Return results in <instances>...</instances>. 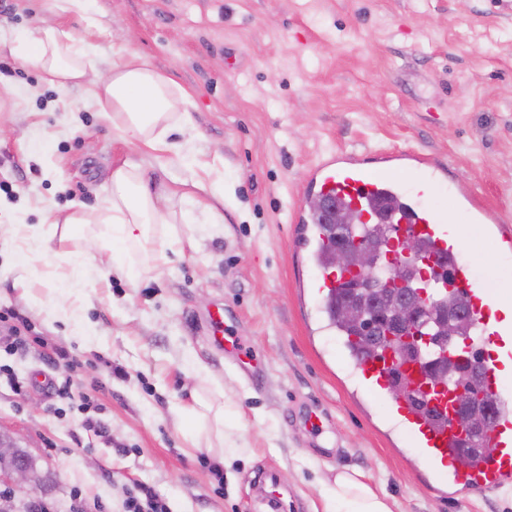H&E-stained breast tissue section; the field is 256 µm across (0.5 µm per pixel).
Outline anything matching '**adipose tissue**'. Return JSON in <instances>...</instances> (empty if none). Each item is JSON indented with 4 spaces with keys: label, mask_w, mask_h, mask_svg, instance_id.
I'll return each instance as SVG.
<instances>
[{
    "label": "adipose tissue",
    "mask_w": 512,
    "mask_h": 512,
    "mask_svg": "<svg viewBox=\"0 0 512 512\" xmlns=\"http://www.w3.org/2000/svg\"><path fill=\"white\" fill-rule=\"evenodd\" d=\"M34 62L48 81L61 92H68L86 75L90 44L77 41L55 18L20 38H0V48ZM102 114L124 137L142 146L164 151L171 132L184 130L191 123L188 92L171 77L148 64L127 62L113 66L99 78L92 91ZM171 213L160 205L136 167L123 164L110 176L108 207L99 211L74 208L63 219L64 226L102 225V238L110 252L108 266L113 272L137 275L141 265L162 259L155 248L151 227L172 223ZM323 512H392L383 496L361 479L359 471L345 469L336 473L324 497Z\"/></svg>",
    "instance_id": "obj_1"
}]
</instances>
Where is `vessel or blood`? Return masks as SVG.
Returning <instances> with one entry per match:
<instances>
[{
	"label": "vessel or blood",
	"mask_w": 512,
	"mask_h": 512,
	"mask_svg": "<svg viewBox=\"0 0 512 512\" xmlns=\"http://www.w3.org/2000/svg\"><path fill=\"white\" fill-rule=\"evenodd\" d=\"M375 160L378 167L373 170L357 153L333 154L312 170L308 187L323 197L349 204L364 224L377 223L379 204H391L395 221L410 225L419 234L428 255L447 262L450 279L433 282L432 288L456 292L464 300L472 334L464 338L461 351L471 352L478 340L491 346L481 360L483 372L477 382L478 388L490 396L491 423L486 432L489 453L464 456L463 435L451 419L447 394L431 398V411L426 414L407 397L394 393L389 374L392 355L366 357L348 346L343 354L352 363L360 391L387 407L391 419L407 433L420 456L436 467L449 489L477 493L498 490L512 484V396L500 390L501 383L512 378V319L505 318L501 311L503 296L476 283L470 264L463 259L461 226L448 223L427 204L435 186L447 183V166L415 152L380 153ZM448 191L470 223L492 225L501 236L503 252L512 251V226L504 223L498 211L466 188L449 185ZM343 277V271L324 264L311 286L327 300ZM207 323L215 344L229 353L241 352L237 337L224 325L223 305L209 312ZM261 486L278 512H287V495L274 471L263 474Z\"/></svg>",
	"instance_id": "b4317fda"
}]
</instances>
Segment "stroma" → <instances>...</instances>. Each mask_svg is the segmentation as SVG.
Masks as SVG:
<instances>
[{
  "instance_id": "stroma-1",
  "label": "stroma",
  "mask_w": 512,
  "mask_h": 512,
  "mask_svg": "<svg viewBox=\"0 0 512 512\" xmlns=\"http://www.w3.org/2000/svg\"><path fill=\"white\" fill-rule=\"evenodd\" d=\"M55 14L95 48L86 83L60 95L36 64L0 52L13 89L0 103V226L58 247L25 266L0 239V309L28 324L21 351L0 352V435L35 466L46 512H125L146 488L168 512H267L253 487L266 468L298 512H322L345 468L393 512H512V487L452 494L410 467L401 428L358 394L308 288L315 266L293 245L310 171L340 151L424 154L512 222V0H84L79 13L0 0V33ZM130 59L190 94L193 128L172 133L169 151L123 138L92 99V81ZM126 162L173 209L198 203L192 223L170 227L177 246L159 240L165 261L135 277L108 268L100 225L64 241L54 222L98 208ZM429 203L467 225L480 285L512 284V259L486 225L467 224L447 185ZM75 265L88 283L70 295L59 284ZM217 304L258 382L213 345ZM199 397L240 410L238 453L191 444Z\"/></svg>"
}]
</instances>
